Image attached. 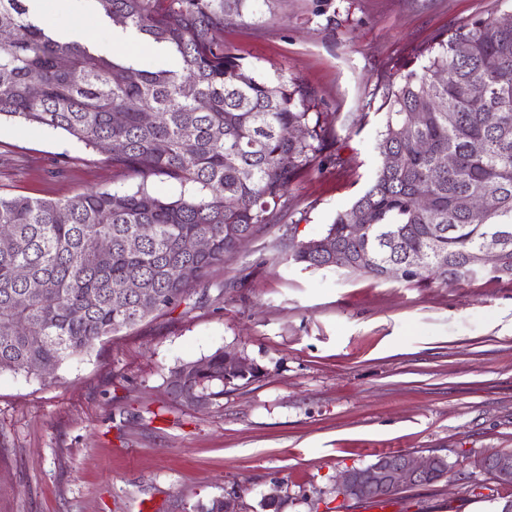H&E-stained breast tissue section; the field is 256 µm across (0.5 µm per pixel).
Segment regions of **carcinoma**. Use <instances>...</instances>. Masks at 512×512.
Masks as SVG:
<instances>
[{
	"label": "carcinoma",
	"instance_id": "cac0c4a2",
	"mask_svg": "<svg viewBox=\"0 0 512 512\" xmlns=\"http://www.w3.org/2000/svg\"><path fill=\"white\" fill-rule=\"evenodd\" d=\"M90 2L113 26L169 49L170 65L58 37L29 19L25 0H0L12 30L0 47V117L61 132L80 148L105 145L116 173L139 179L134 189L66 199L0 195V371L44 380L102 338L188 304L213 268L273 223L295 181L341 162L327 153V117L314 111L311 90L283 74L258 78L224 46L226 18L271 0ZM426 53L384 92L368 187L321 235L294 245L292 262L424 285L471 281L483 268L512 281V25L479 18ZM145 106L163 121L144 122ZM449 154L452 166L442 162ZM153 178L177 184L179 195L153 191ZM469 196L481 206L461 207ZM352 224L365 229L355 235ZM497 233L511 242L485 261ZM188 238L207 240V250H185ZM326 238L338 256L319 251ZM363 253L372 262L361 267ZM119 282L133 287L118 291ZM179 374L185 383L171 394L195 387L213 402L263 371L228 366L219 349L169 372Z\"/></svg>",
	"mask_w": 512,
	"mask_h": 512
}]
</instances>
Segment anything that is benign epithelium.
<instances>
[{"label": "benign epithelium", "instance_id": "obj_1", "mask_svg": "<svg viewBox=\"0 0 512 512\" xmlns=\"http://www.w3.org/2000/svg\"><path fill=\"white\" fill-rule=\"evenodd\" d=\"M437 463L434 456H382L365 467L348 470L336 490L345 498L383 497L433 477ZM474 466L499 483L512 482V454H487L476 459Z\"/></svg>", "mask_w": 512, "mask_h": 512}]
</instances>
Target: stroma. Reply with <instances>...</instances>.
I'll list each match as a JSON object with an SVG mask.
<instances>
[{
  "mask_svg": "<svg viewBox=\"0 0 512 512\" xmlns=\"http://www.w3.org/2000/svg\"><path fill=\"white\" fill-rule=\"evenodd\" d=\"M512 0H276L260 19L229 18L224 44L267 78L298 80L328 115L342 165L289 188L276 220L216 267L189 304L104 337L56 378L0 372V512H198L236 493L261 512H354L336 481L378 456L445 459L430 484L403 489L389 512H496L512 499L475 468L512 452V283L417 286L288 262L368 186L385 87L420 68L448 30ZM89 40L150 63L154 46ZM102 153L62 134L0 121V193L58 199L135 187ZM236 350L263 376L228 386L208 408L174 400L170 370Z\"/></svg>",
  "mask_w": 512,
  "mask_h": 512,
  "instance_id": "1",
  "label": "stroma"
}]
</instances>
